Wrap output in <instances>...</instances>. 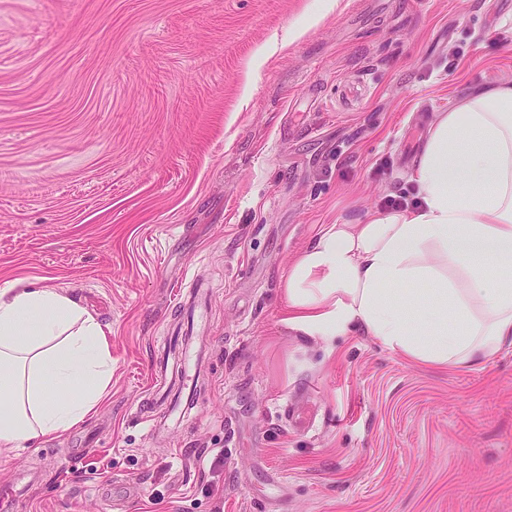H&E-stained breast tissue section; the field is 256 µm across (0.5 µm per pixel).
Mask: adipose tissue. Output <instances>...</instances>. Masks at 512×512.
<instances>
[{
  "label": "adipose tissue",
  "mask_w": 512,
  "mask_h": 512,
  "mask_svg": "<svg viewBox=\"0 0 512 512\" xmlns=\"http://www.w3.org/2000/svg\"><path fill=\"white\" fill-rule=\"evenodd\" d=\"M411 181L417 209L323 226L288 271L287 322L327 343L362 330L419 364L481 366L512 347V82L438 113ZM111 333L56 287L0 288V456L101 404Z\"/></svg>",
  "instance_id": "adipose-tissue-1"
}]
</instances>
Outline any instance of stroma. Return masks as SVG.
<instances>
[{"label":"stroma","instance_id":"1","mask_svg":"<svg viewBox=\"0 0 512 512\" xmlns=\"http://www.w3.org/2000/svg\"><path fill=\"white\" fill-rule=\"evenodd\" d=\"M321 3L0 0V285L112 329L105 402L0 459V512H512V347L446 369L362 332L329 347L281 288L322 225L410 194L437 113L512 79V0H340L293 37ZM197 278L195 406L151 436ZM165 385L162 380V370L156 374L148 391L147 402L154 408H160L163 411V417L170 419L176 413H181L180 404L169 398V393L164 389Z\"/></svg>","mask_w":512,"mask_h":512}]
</instances>
